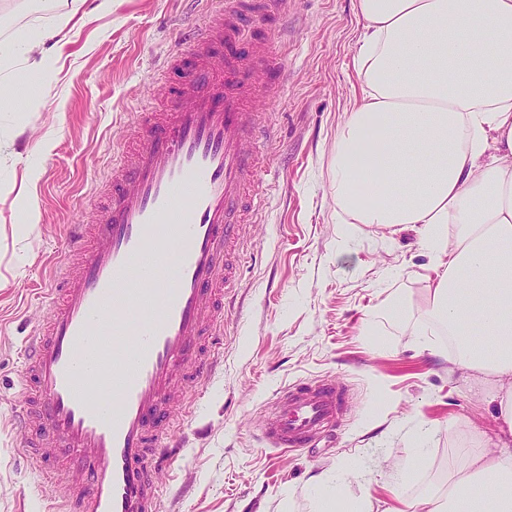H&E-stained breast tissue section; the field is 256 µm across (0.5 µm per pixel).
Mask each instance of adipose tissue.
I'll return each instance as SVG.
<instances>
[{
	"mask_svg": "<svg viewBox=\"0 0 512 512\" xmlns=\"http://www.w3.org/2000/svg\"><path fill=\"white\" fill-rule=\"evenodd\" d=\"M360 86L336 132V221L415 226L435 273L428 317L449 372L490 387L496 427L448 485L391 502L312 479L318 512H512V0H354ZM46 25L0 38V112L52 83L77 23L114 0H40Z\"/></svg>",
	"mask_w": 512,
	"mask_h": 512,
	"instance_id": "obj_1",
	"label": "adipose tissue"
}]
</instances>
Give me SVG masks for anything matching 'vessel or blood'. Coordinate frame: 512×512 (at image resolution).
<instances>
[{
	"mask_svg": "<svg viewBox=\"0 0 512 512\" xmlns=\"http://www.w3.org/2000/svg\"><path fill=\"white\" fill-rule=\"evenodd\" d=\"M243 0H207L174 98L140 112L107 176L111 203L71 225L73 260L55 271L50 316L24 339L32 389L18 426L58 512H157L155 478L173 449L172 401L213 378L244 216L268 170L260 109L280 88L273 30L244 36ZM346 385L281 387L264 418L271 447L305 448L341 423ZM78 479H68V472Z\"/></svg>",
	"mask_w": 512,
	"mask_h": 512,
	"instance_id": "b4317fda",
	"label": "vessel or blood"
}]
</instances>
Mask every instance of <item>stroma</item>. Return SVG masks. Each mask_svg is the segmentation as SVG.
<instances>
[{
    "instance_id": "1",
    "label": "stroma",
    "mask_w": 512,
    "mask_h": 512,
    "mask_svg": "<svg viewBox=\"0 0 512 512\" xmlns=\"http://www.w3.org/2000/svg\"><path fill=\"white\" fill-rule=\"evenodd\" d=\"M201 8L200 0H116L111 16L77 30L43 106L0 112V135L16 137L0 153V512H46L52 498L13 426L27 398L22 343L52 309L45 290L69 254V225L109 201L95 183L113 150L129 143L136 113L162 108L179 84L176 73L151 82V63L186 40ZM270 26L284 58L283 94L263 104L273 169L224 299L220 372L193 390L194 415H175L184 446L158 476V512H317V475L340 479L345 493L367 488L388 499L390 468L413 460L424 420L436 427L425 467L400 486L412 499L449 458L466 456L472 430L493 425L478 386L419 345L431 258L418 233L358 224L345 238L336 222L331 148L357 82L353 0H294L284 18L252 14L246 33ZM32 161L44 173L34 190L41 219L29 232L13 199ZM396 292L407 308L395 319L380 305ZM365 322L373 335H360ZM316 378L350 384L342 425L313 448L265 446L274 392Z\"/></svg>"
}]
</instances>
